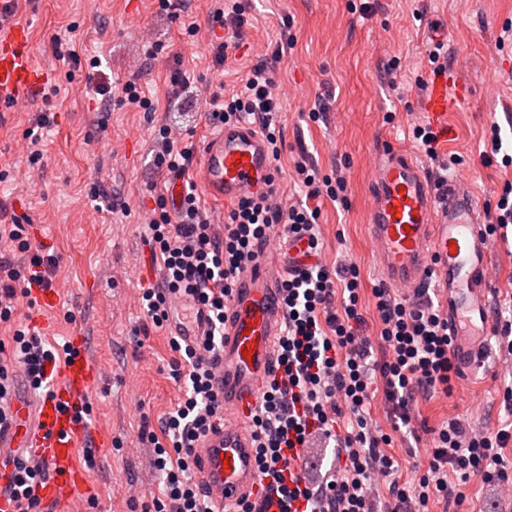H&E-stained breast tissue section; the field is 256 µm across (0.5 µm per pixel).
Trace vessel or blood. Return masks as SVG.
<instances>
[{"label": "vessel or blood", "mask_w": 512, "mask_h": 512, "mask_svg": "<svg viewBox=\"0 0 512 512\" xmlns=\"http://www.w3.org/2000/svg\"><path fill=\"white\" fill-rule=\"evenodd\" d=\"M43 75L29 51L22 26L0 28V102L15 103L38 91ZM468 88L454 74L428 76L423 105L435 122L465 101ZM197 180L225 203L268 191L277 174L264 135L252 124L223 126L209 137ZM370 234L378 245L384 280L398 288H417L427 268L448 295V330L474 364L491 333L487 296L491 253L486 226L463 183L435 189L425 169L392 145L379 149L368 209ZM302 247L285 243L282 252L262 250L234 290L224 322V350L218 385L224 395V425L195 448L206 494L221 504L258 493L252 413L277 371L275 341L284 318L280 304L281 259L298 258ZM98 371L81 349L51 376L34 413L36 424L22 439L47 468L39 495L47 501L75 497L81 476L75 450L88 427L84 412Z\"/></svg>", "instance_id": "1"}]
</instances>
